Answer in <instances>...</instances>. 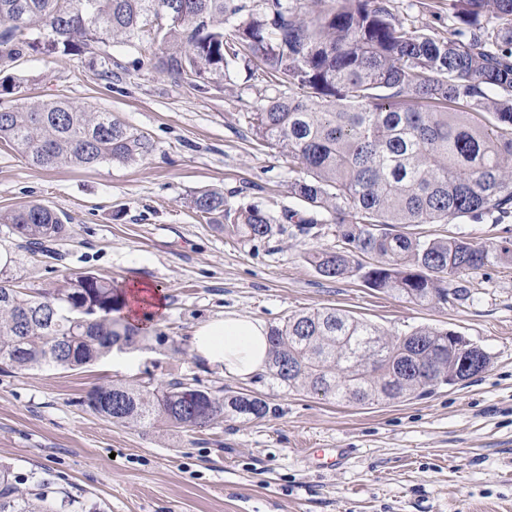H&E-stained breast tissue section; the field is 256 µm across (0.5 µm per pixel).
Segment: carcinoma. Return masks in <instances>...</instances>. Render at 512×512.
<instances>
[{"instance_id":"obj_1","label":"carcinoma","mask_w":512,"mask_h":512,"mask_svg":"<svg viewBox=\"0 0 512 512\" xmlns=\"http://www.w3.org/2000/svg\"><path fill=\"white\" fill-rule=\"evenodd\" d=\"M167 0H0V64L28 48L100 57L112 73L110 41L131 42L146 18L163 72L193 86L224 80L229 61L254 63L288 89L251 114L263 142L296 163L292 194L327 214L338 245L307 256L330 279L360 276L371 288L418 304L463 306L475 300L469 275L512 259V240L496 247L464 236L429 237L423 224L456 218L512 223V0H445L454 29L442 37L409 29L393 0H182L183 16L165 18ZM0 142L31 164L56 169L130 162L153 151L147 137L109 112L66 99L0 109ZM193 209L224 230V194L196 193ZM232 227L247 240L273 236L271 218L240 210ZM37 249L68 230L58 213L28 204L3 218ZM372 263H365V259ZM125 288L83 272L54 292L28 294L0 265V370H77L145 341L121 316ZM269 372L280 385L360 406L404 401L465 381L464 336L421 326L404 336L336 308L300 312L269 328ZM87 407L112 422L144 429L196 430L219 419H263L268 402L243 391L219 396L189 382L116 381L94 388ZM31 483L23 493L17 484ZM36 473L0 471V512H65Z\"/></svg>"}]
</instances>
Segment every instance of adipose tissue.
<instances>
[{
  "label": "adipose tissue",
  "mask_w": 512,
  "mask_h": 512,
  "mask_svg": "<svg viewBox=\"0 0 512 512\" xmlns=\"http://www.w3.org/2000/svg\"><path fill=\"white\" fill-rule=\"evenodd\" d=\"M194 353L225 376L246 379L267 361V330L257 320L228 316L202 324L192 338Z\"/></svg>",
  "instance_id": "1"
}]
</instances>
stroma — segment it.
Returning a JSON list of instances; mask_svg holds the SVG:
<instances>
[{
    "label": "stroma",
    "mask_w": 512,
    "mask_h": 512,
    "mask_svg": "<svg viewBox=\"0 0 512 512\" xmlns=\"http://www.w3.org/2000/svg\"><path fill=\"white\" fill-rule=\"evenodd\" d=\"M113 78L87 57L27 52L5 68L21 91L0 107L58 98L111 113L154 150L131 163L42 169L0 144V250L19 287H64L90 272L118 285L160 289L165 312L154 331L164 344L115 352L80 370L0 373V466L38 473L79 498L76 512H512V263L474 274L473 304L418 305L368 288L359 277L331 280L307 261L336 246V227L298 233L306 216L291 192L296 164L257 139L252 112L280 86L243 61L223 84L198 90L162 73L148 44L117 41ZM224 194L229 211L256 208L275 226L246 240L215 230L191 206L202 189ZM41 203L60 214L67 237L59 259L24 250L2 218ZM434 237L498 245L502 225L456 219L425 225ZM325 307L391 334L448 328L484 349L489 366L429 396L356 406L278 386L268 372L225 376L199 360L195 330L224 316L283 323ZM184 379L220 394L262 395L261 420L218 421L194 431L145 430L93 414L90 390L115 380ZM305 448H346L336 471L307 468Z\"/></svg>",
    "instance_id": "1"
}]
</instances>
